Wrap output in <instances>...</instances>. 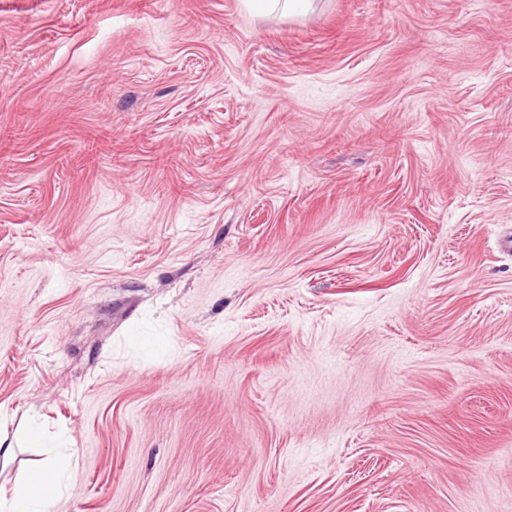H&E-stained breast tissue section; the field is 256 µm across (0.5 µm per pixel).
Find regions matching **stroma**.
<instances>
[{
    "label": "stroma",
    "instance_id": "1",
    "mask_svg": "<svg viewBox=\"0 0 512 512\" xmlns=\"http://www.w3.org/2000/svg\"><path fill=\"white\" fill-rule=\"evenodd\" d=\"M509 227L512 0H0V492L512 512ZM73 470L60 459H48L24 476L10 497L0 495L1 512H50L68 489Z\"/></svg>",
    "mask_w": 512,
    "mask_h": 512
}]
</instances>
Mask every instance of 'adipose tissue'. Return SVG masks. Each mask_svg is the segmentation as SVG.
Listing matches in <instances>:
<instances>
[{
    "label": "adipose tissue",
    "mask_w": 512,
    "mask_h": 512,
    "mask_svg": "<svg viewBox=\"0 0 512 512\" xmlns=\"http://www.w3.org/2000/svg\"><path fill=\"white\" fill-rule=\"evenodd\" d=\"M72 479L63 460L43 461L27 472L10 496L0 495V512H51Z\"/></svg>",
    "instance_id": "ef3b65f1"
}]
</instances>
